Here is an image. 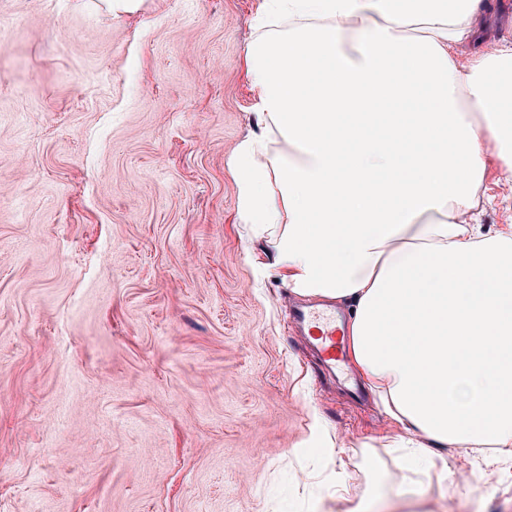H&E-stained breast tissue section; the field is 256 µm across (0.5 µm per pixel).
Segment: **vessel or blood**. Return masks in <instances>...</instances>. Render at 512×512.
<instances>
[{
	"label": "vessel or blood",
	"mask_w": 512,
	"mask_h": 512,
	"mask_svg": "<svg viewBox=\"0 0 512 512\" xmlns=\"http://www.w3.org/2000/svg\"><path fill=\"white\" fill-rule=\"evenodd\" d=\"M292 318L302 335L311 337L322 364L328 369H336L343 362L347 347L339 335L335 313L323 306H300L294 309Z\"/></svg>",
	"instance_id": "vessel-or-blood-1"
}]
</instances>
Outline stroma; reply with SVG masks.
Instances as JSON below:
<instances>
[{"label":"stroma","mask_w":512,"mask_h":512,"mask_svg":"<svg viewBox=\"0 0 512 512\" xmlns=\"http://www.w3.org/2000/svg\"><path fill=\"white\" fill-rule=\"evenodd\" d=\"M260 2L0 0V512H512V457L405 480L399 425L289 325L227 169Z\"/></svg>","instance_id":"35a3bbf8"}]
</instances>
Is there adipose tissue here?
Listing matches in <instances>:
<instances>
[{
  "instance_id": "adipose-tissue-1",
  "label": "adipose tissue",
  "mask_w": 512,
  "mask_h": 512,
  "mask_svg": "<svg viewBox=\"0 0 512 512\" xmlns=\"http://www.w3.org/2000/svg\"><path fill=\"white\" fill-rule=\"evenodd\" d=\"M481 4L262 0L261 131L227 162L288 286L348 306L350 358L415 475L445 448L512 456V225L468 220L486 141L512 180V42L459 63Z\"/></svg>"
}]
</instances>
